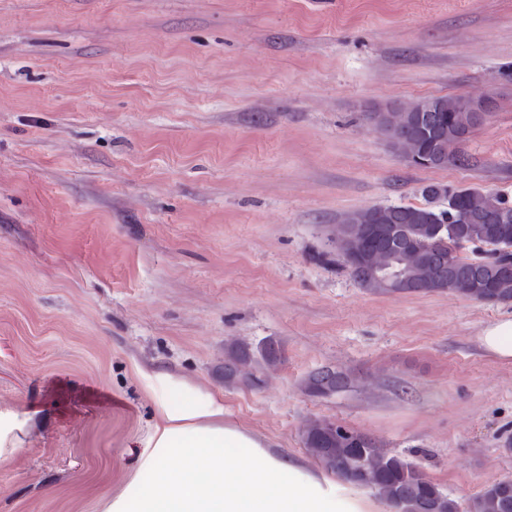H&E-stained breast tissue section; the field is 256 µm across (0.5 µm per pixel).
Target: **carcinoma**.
I'll return each instance as SVG.
<instances>
[{"instance_id": "cac0c4a2", "label": "carcinoma", "mask_w": 512, "mask_h": 512, "mask_svg": "<svg viewBox=\"0 0 512 512\" xmlns=\"http://www.w3.org/2000/svg\"><path fill=\"white\" fill-rule=\"evenodd\" d=\"M464 97L443 95L398 103L394 117L401 141L392 144L401 157L429 159V167L467 166L443 146L468 139L478 125L463 106ZM427 204L373 206L344 216L330 234L342 250V241L360 253L365 263L350 273L359 287L372 294L449 292L475 299L489 293L500 303L512 302V205L499 194L480 188L456 190V207L440 208L434 201L448 196V188L430 184L423 189ZM467 244L489 247L494 258L460 255ZM399 280L387 288L376 276ZM277 342L253 349L230 341L224 344V386L256 388L260 374L281 363ZM346 384L333 369L314 372L307 392L328 397ZM302 442L306 453L338 477L356 475L354 485L387 504L399 502L403 512H460L458 500L444 493L407 460L367 435L322 418L306 420ZM466 512H512V477L485 487L466 506Z\"/></svg>"}]
</instances>
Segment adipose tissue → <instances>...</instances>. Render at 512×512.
<instances>
[{
  "mask_svg": "<svg viewBox=\"0 0 512 512\" xmlns=\"http://www.w3.org/2000/svg\"><path fill=\"white\" fill-rule=\"evenodd\" d=\"M212 409L186 407L165 413L155 484L141 494V512H335L313 482L291 483L284 469L261 454L225 461L223 447L243 435L206 424ZM182 459L181 468L168 465Z\"/></svg>",
  "mask_w": 512,
  "mask_h": 512,
  "instance_id": "adipose-tissue-1",
  "label": "adipose tissue"
}]
</instances>
